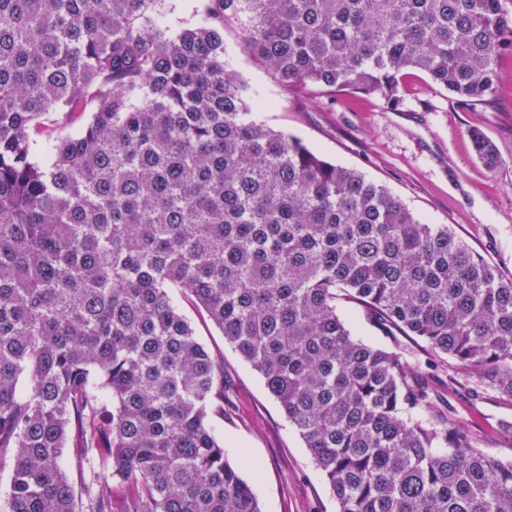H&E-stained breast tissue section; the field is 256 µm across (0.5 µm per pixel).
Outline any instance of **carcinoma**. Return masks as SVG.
Returning <instances> with one entry per match:
<instances>
[{
    "label": "carcinoma",
    "mask_w": 512,
    "mask_h": 512,
    "mask_svg": "<svg viewBox=\"0 0 512 512\" xmlns=\"http://www.w3.org/2000/svg\"><path fill=\"white\" fill-rule=\"evenodd\" d=\"M0 0V512H263L210 425L224 362L193 299L256 370L339 512H512V460L456 401L512 400V277L446 224L249 118L224 61L246 48L291 91L398 106L424 73L465 102L512 45L503 0ZM97 109L71 134L59 116ZM56 127L39 145L38 130ZM490 172L495 145L470 130ZM416 336L446 375L354 338L341 303ZM205 4V0H169L168 20L172 32L178 31L186 24L198 21L203 15Z\"/></svg>",
    "instance_id": "carcinoma-1"
}]
</instances>
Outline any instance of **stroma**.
<instances>
[{
    "label": "stroma",
    "mask_w": 512,
    "mask_h": 512,
    "mask_svg": "<svg viewBox=\"0 0 512 512\" xmlns=\"http://www.w3.org/2000/svg\"><path fill=\"white\" fill-rule=\"evenodd\" d=\"M242 27L235 19L226 24L224 48L230 68L257 99L253 120L386 187L420 219L448 225L477 256L512 276V48L499 57L488 101H460L414 71L406 75L403 101L394 107L350 90L288 91L246 49ZM473 128L496 145L501 158L496 171H486L477 159L469 136ZM180 308L199 342L224 362V415L214 426L230 463L256 491L264 512H338L328 484L263 377L203 311L185 301ZM352 333L373 345L397 343L438 368L447 365L421 340L382 336L365 319L353 323ZM458 411L461 428L481 436L485 451L512 459V445L494 433L500 421H512L511 401L490 398Z\"/></svg>",
    "instance_id": "1"
}]
</instances>
